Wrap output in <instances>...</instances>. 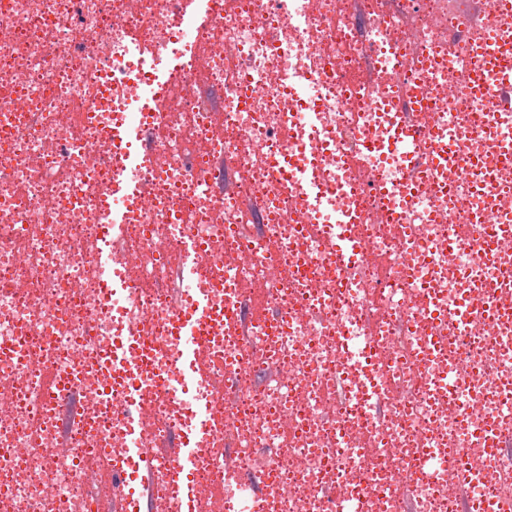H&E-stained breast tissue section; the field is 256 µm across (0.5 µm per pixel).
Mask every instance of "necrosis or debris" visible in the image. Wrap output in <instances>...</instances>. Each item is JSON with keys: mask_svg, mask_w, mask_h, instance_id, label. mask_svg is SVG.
Masks as SVG:
<instances>
[{"mask_svg": "<svg viewBox=\"0 0 512 512\" xmlns=\"http://www.w3.org/2000/svg\"><path fill=\"white\" fill-rule=\"evenodd\" d=\"M188 26L182 0H0V512H100L84 459L126 458L113 410L126 397L96 361L122 336L153 359L138 383L141 447L165 451L170 428L212 431L198 465L223 482L224 512H512V471L482 454L483 432L512 442V292L482 244L485 196L463 174L478 161L512 224V166L455 74L473 39L500 23L491 4L447 0H209ZM425 133L447 128L459 150L447 180L414 176L423 214L392 223L378 185H404L387 138L410 113L386 103L423 46ZM147 51L176 57L166 91ZM151 122H144V113ZM142 124L133 179L144 204L107 236L106 194L124 164L106 129ZM295 146L287 171L272 157ZM343 185L309 207L303 179ZM261 223L276 248L257 251ZM352 228L349 260L323 251ZM202 244L194 285L223 281L214 307L271 282L268 325L214 328L203 345L235 377L232 391L193 385L181 408L163 381L184 354L164 282L173 243ZM122 294L102 309L100 258ZM315 266L302 268L305 257ZM53 370L76 417L45 389ZM268 383L258 384L257 370ZM233 448L231 456L217 446ZM262 478L261 487L243 475Z\"/></svg>", "mask_w": 512, "mask_h": 512, "instance_id": "necrosis-or-debris-1", "label": "necrosis or debris"}]
</instances>
